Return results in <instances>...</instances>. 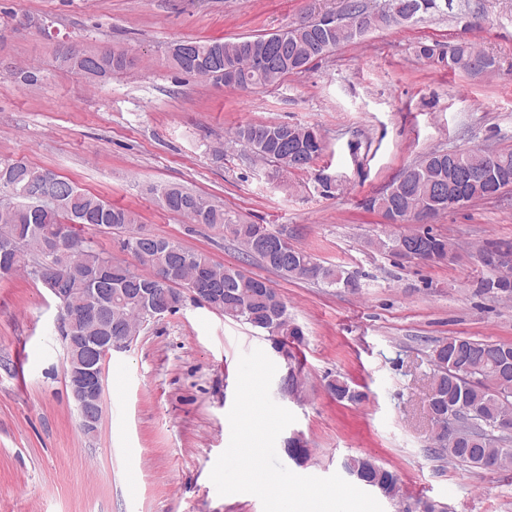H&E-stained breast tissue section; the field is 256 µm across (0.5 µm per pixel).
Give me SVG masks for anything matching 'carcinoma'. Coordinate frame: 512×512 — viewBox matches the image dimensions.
Masks as SVG:
<instances>
[{
	"mask_svg": "<svg viewBox=\"0 0 512 512\" xmlns=\"http://www.w3.org/2000/svg\"><path fill=\"white\" fill-rule=\"evenodd\" d=\"M383 27L376 17H368L365 32L353 34L345 25L338 26L328 36L334 45L353 42L372 30ZM323 29L314 21L307 25L291 24L286 29L254 38L187 39L195 47L190 60H170L173 67L189 74L210 79L217 84L241 91L273 86L291 73L306 69L312 62L327 56L322 47L326 38ZM275 41L281 53L276 64L268 69L257 68V60L266 42ZM417 55L448 67L451 71H469L472 63L481 65L479 72L492 73L496 69L494 57L477 49L473 44L460 42L443 50L437 45L420 44ZM128 54L114 52L100 71L85 73L84 62L56 47L55 62L61 70L89 82H96L134 67L127 61ZM282 128L278 123H248L237 128L235 139L245 143L254 155L282 170L294 166L278 140L269 133ZM295 141L299 150L313 161L321 154L323 144L317 129L295 126ZM455 165L475 171L494 168L500 174L501 185H512V148L495 152L456 150ZM48 169L12 156H0V195L9 201H0V264L14 275L21 270L31 272L47 288L63 289L62 308L73 309L85 300L90 281L102 278L110 283L112 302L108 303L107 320L100 325L78 324L81 336H102L107 332L137 336L143 330L145 312L139 296L149 293L155 302L169 312L179 310L184 293L165 294L155 278L164 268L173 270L177 285L188 288H214L211 298L223 310L232 304V312L224 317L251 325L265 332L276 329L300 343L303 330L294 323L287 305L264 279L251 276L243 270L217 264L204 253L188 249L179 242L155 236L148 244L142 240L143 232L137 225V216L130 210L116 208L102 198L81 189L75 182L62 176L49 183L45 181ZM407 182L397 195H378L370 198L366 206L371 210L386 209L414 211L428 198L436 181H444L451 194H462L471 200L488 197L485 185L479 181L456 182L450 180L448 152L433 151L414 166L405 169ZM159 202L168 211L186 217L196 224H206L229 234L237 241L245 255L259 259L266 267L288 280L326 282L330 285H348L344 271L326 267L303 248L287 241L284 251L287 260L274 253L258 250L257 235L271 236L278 232L260 224H246L225 212L200 193H191L177 185H163L156 189ZM122 228L127 232L126 249L132 254L141 271L115 261L96 250L91 242L79 239L75 225ZM68 237L81 240L77 247L65 251L53 250L60 230ZM426 237L428 245L440 261L456 252L453 243L430 232L412 233L410 237ZM512 361V344L474 340L464 336H450L439 341L431 354L433 373L430 388L435 412L448 413V409L465 408L477 432L470 438H448L441 452L458 463L475 466L476 457L488 453L501 460V467L512 465V438L495 435L497 423L512 421V369L504 368V361ZM338 401L355 402L359 394L352 390L348 380L336 377L327 382ZM343 471L360 480L368 477L383 489L384 497L401 502L404 490L399 475L367 456L348 455L342 462Z\"/></svg>",
	"mask_w": 512,
	"mask_h": 512,
	"instance_id": "obj_1",
	"label": "carcinoma"
}]
</instances>
